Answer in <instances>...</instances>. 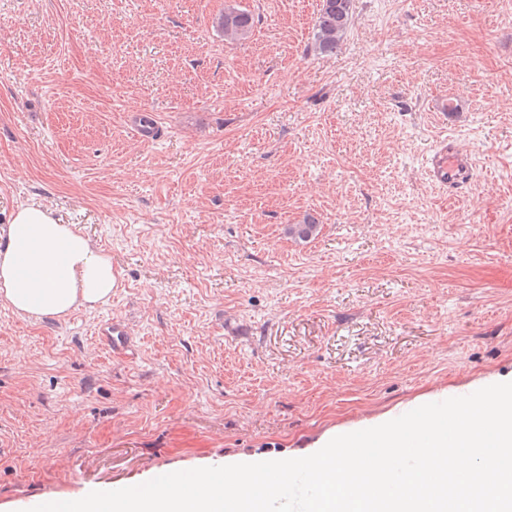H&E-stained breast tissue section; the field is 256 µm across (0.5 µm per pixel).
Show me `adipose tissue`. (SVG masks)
<instances>
[{
	"instance_id": "ef3b65f1",
	"label": "adipose tissue",
	"mask_w": 512,
	"mask_h": 512,
	"mask_svg": "<svg viewBox=\"0 0 512 512\" xmlns=\"http://www.w3.org/2000/svg\"><path fill=\"white\" fill-rule=\"evenodd\" d=\"M118 273L87 235L40 205L20 208L0 243V300L34 318L107 301Z\"/></svg>"
}]
</instances>
